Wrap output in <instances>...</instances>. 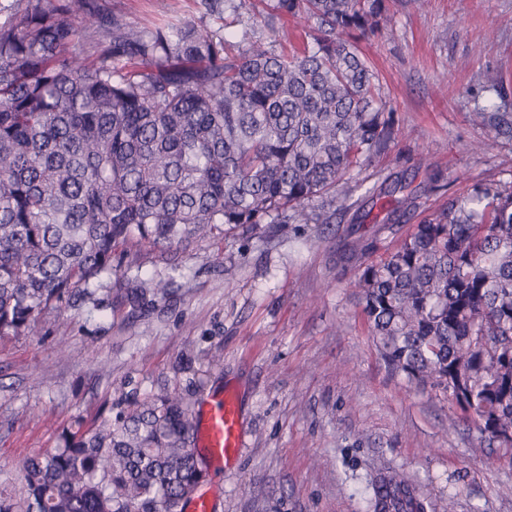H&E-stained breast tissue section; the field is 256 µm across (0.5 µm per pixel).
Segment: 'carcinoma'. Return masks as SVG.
I'll return each instance as SVG.
<instances>
[{"instance_id": "1", "label": "carcinoma", "mask_w": 512, "mask_h": 512, "mask_svg": "<svg viewBox=\"0 0 512 512\" xmlns=\"http://www.w3.org/2000/svg\"><path fill=\"white\" fill-rule=\"evenodd\" d=\"M314 34L291 53L233 50L190 22L144 31L94 0H19L0 22V339L31 332L112 254L161 252L244 224H329L395 112L357 44L388 0H270ZM353 253L377 351L512 451V189L414 226L376 261ZM189 399L133 404L63 436L0 482V512H183L206 480ZM371 512H435L406 473L371 481Z\"/></svg>"}]
</instances>
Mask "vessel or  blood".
I'll list each match as a JSON object with an SVG mask.
<instances>
[{
  "label": "vessel or blood",
  "mask_w": 512,
  "mask_h": 512,
  "mask_svg": "<svg viewBox=\"0 0 512 512\" xmlns=\"http://www.w3.org/2000/svg\"><path fill=\"white\" fill-rule=\"evenodd\" d=\"M196 445L214 469H222L243 446L238 402L234 394L212 398L196 416Z\"/></svg>",
  "instance_id": "1"
}]
</instances>
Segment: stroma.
Returning a JSON list of instances; mask_svg holds the SVG:
<instances>
[{
	"label": "stroma",
	"mask_w": 512,
	"mask_h": 512,
	"mask_svg": "<svg viewBox=\"0 0 512 512\" xmlns=\"http://www.w3.org/2000/svg\"><path fill=\"white\" fill-rule=\"evenodd\" d=\"M95 3L146 29L180 18L234 46L246 32L266 43L270 26L303 25L269 19L264 0H236L234 11ZM381 27L360 50L399 131L339 193L357 208L372 186L404 176L419 191L405 233L474 187L512 186V0H391ZM351 229L259 224L163 255L144 247L92 295L0 340V480L77 420L99 426L154 394L201 402L231 386L245 446L204 487L214 512H369L371 481L387 467L420 482L435 512H512V455L381 360L337 248ZM134 277L171 286L133 305Z\"/></svg>",
	"instance_id": "1"
}]
</instances>
